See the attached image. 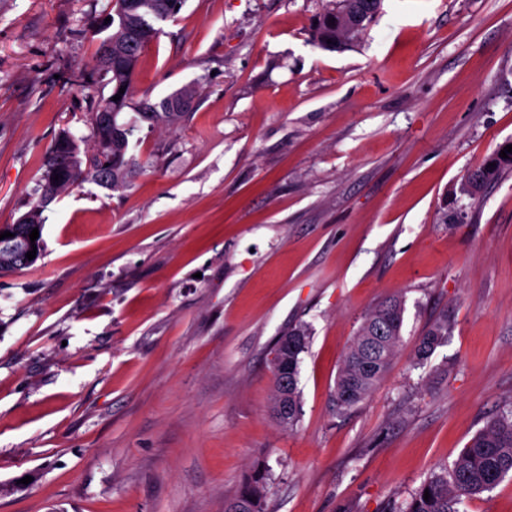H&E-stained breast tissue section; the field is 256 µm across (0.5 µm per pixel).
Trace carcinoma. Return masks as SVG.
Here are the masks:
<instances>
[{
    "instance_id": "carcinoma-1",
    "label": "carcinoma",
    "mask_w": 512,
    "mask_h": 512,
    "mask_svg": "<svg viewBox=\"0 0 512 512\" xmlns=\"http://www.w3.org/2000/svg\"><path fill=\"white\" fill-rule=\"evenodd\" d=\"M185 0H115L112 4V34L101 41L95 56L96 67L107 77L109 96L100 100L91 113L94 149L83 150L79 140L63 129L55 137L41 161L38 199L14 224L4 230L14 237L0 240V262L11 272L30 267L26 253L31 246L45 250L44 237L30 241L32 229L44 230L43 212L56 198L94 183L119 190L133 173L144 166L129 154L130 138L136 120L124 122L129 108L150 123H177L191 108L198 95L195 84L189 83L158 103L136 100L134 77L142 54L156 39L159 25L180 13ZM382 0H322V7L313 25L312 42L319 48L335 51L352 47L381 9ZM112 44V67L102 63L103 51ZM125 89L121 99L112 97ZM112 107V120L101 119V109ZM512 168V153L502 158L495 155L488 162L471 170L465 177L467 194L473 196L489 181ZM59 180H54V176ZM405 306L401 299H389L364 317L345 353L332 396L336 413L346 414L364 401L378 386L402 345ZM309 328L298 326L279 337L285 346L286 375L272 370L271 409L285 428L299 421L301 401L297 388L300 356L309 343ZM448 338V316H442L416 340L414 359L422 364ZM288 377V387L281 380ZM512 475V410L491 418L486 427L475 434L451 469L431 474L417 488L410 501L395 512H459L464 499L493 489ZM264 477L260 474L246 482L239 493L225 502L224 512H264ZM430 498L424 499V493Z\"/></svg>"
}]
</instances>
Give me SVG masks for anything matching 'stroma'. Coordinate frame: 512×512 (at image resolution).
I'll return each mask as SVG.
<instances>
[{
  "label": "stroma",
  "mask_w": 512,
  "mask_h": 512,
  "mask_svg": "<svg viewBox=\"0 0 512 512\" xmlns=\"http://www.w3.org/2000/svg\"><path fill=\"white\" fill-rule=\"evenodd\" d=\"M321 0H186L135 75L173 127L146 169L44 212L45 252L0 278V512H224L257 467L265 512H390L512 408V0H383L354 47L310 41ZM110 0H0V224L36 198L61 129L92 145ZM403 343L336 414L376 304ZM447 317V343L414 363ZM307 326L294 429L271 353ZM503 149L504 147L487 162L467 173L465 177L467 194L473 197L487 182L498 177L503 170L512 168V153L506 151L508 158H502L500 157V152ZM489 163H495V166H489ZM447 338L448 319L443 316L427 328L416 340L414 345V359L417 364H423L424 361L428 360L435 349L445 343Z\"/></svg>",
  "instance_id": "obj_1"
}]
</instances>
